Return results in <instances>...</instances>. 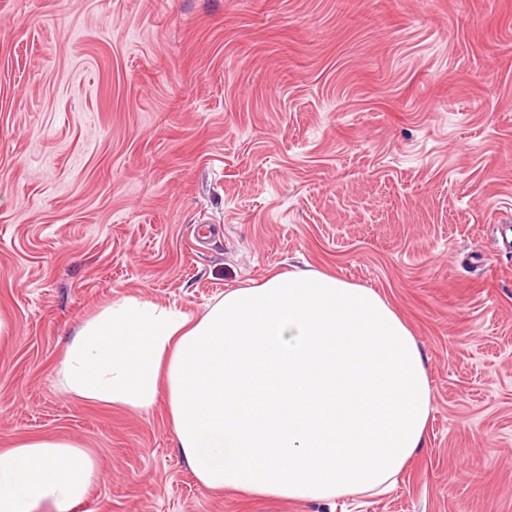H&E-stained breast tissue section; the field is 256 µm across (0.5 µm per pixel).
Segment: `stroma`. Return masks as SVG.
Listing matches in <instances>:
<instances>
[{"mask_svg":"<svg viewBox=\"0 0 512 512\" xmlns=\"http://www.w3.org/2000/svg\"><path fill=\"white\" fill-rule=\"evenodd\" d=\"M512 0H0V448L91 451L81 512H512ZM296 265L419 343L426 442L385 495L201 488L165 400L71 399L78 325L200 313Z\"/></svg>","mask_w":512,"mask_h":512,"instance_id":"35a3bbf8","label":"stroma"}]
</instances>
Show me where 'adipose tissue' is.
Here are the masks:
<instances>
[{
	"instance_id": "1",
	"label": "adipose tissue",
	"mask_w": 512,
	"mask_h": 512,
	"mask_svg": "<svg viewBox=\"0 0 512 512\" xmlns=\"http://www.w3.org/2000/svg\"><path fill=\"white\" fill-rule=\"evenodd\" d=\"M64 394L146 410L165 396L172 432L212 493L316 502L390 489L425 443L422 350L374 289L286 269L192 314L135 296L76 329ZM96 458L45 436L0 448V512H76Z\"/></svg>"
}]
</instances>
